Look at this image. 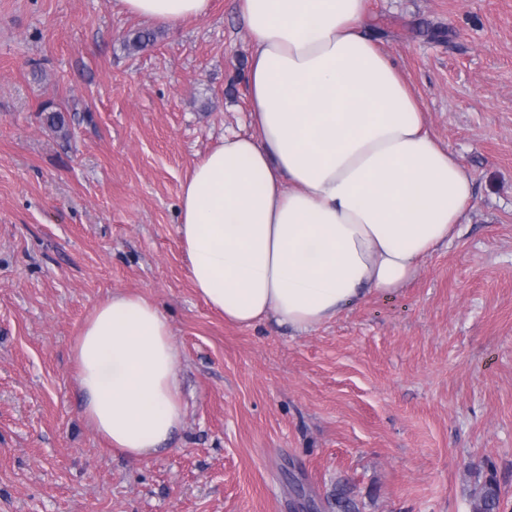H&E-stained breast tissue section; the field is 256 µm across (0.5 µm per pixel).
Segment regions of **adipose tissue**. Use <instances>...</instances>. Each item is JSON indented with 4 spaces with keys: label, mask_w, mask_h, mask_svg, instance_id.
I'll return each instance as SVG.
<instances>
[{
    "label": "adipose tissue",
    "mask_w": 512,
    "mask_h": 512,
    "mask_svg": "<svg viewBox=\"0 0 512 512\" xmlns=\"http://www.w3.org/2000/svg\"><path fill=\"white\" fill-rule=\"evenodd\" d=\"M158 23L211 0H120ZM368 0H240L251 131L191 169L178 233L197 293L243 327L297 331L389 294L465 223L473 176L429 134L413 91L365 35ZM83 415L129 461L161 452L184 411L180 350L152 301L112 294L73 348Z\"/></svg>",
    "instance_id": "1"
}]
</instances>
